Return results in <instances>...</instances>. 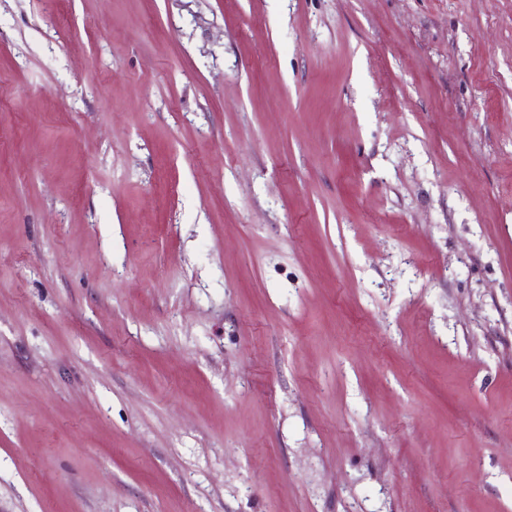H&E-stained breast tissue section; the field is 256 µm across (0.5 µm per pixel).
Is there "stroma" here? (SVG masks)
<instances>
[{
	"instance_id": "35a3bbf8",
	"label": "stroma",
	"mask_w": 512,
	"mask_h": 512,
	"mask_svg": "<svg viewBox=\"0 0 512 512\" xmlns=\"http://www.w3.org/2000/svg\"><path fill=\"white\" fill-rule=\"evenodd\" d=\"M0 512H512V0H0Z\"/></svg>"
}]
</instances>
